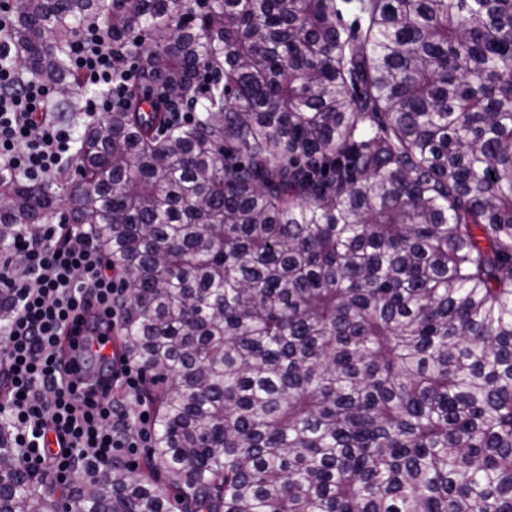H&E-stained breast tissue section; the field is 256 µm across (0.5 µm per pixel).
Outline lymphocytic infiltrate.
<instances>
[{
	"mask_svg": "<svg viewBox=\"0 0 512 512\" xmlns=\"http://www.w3.org/2000/svg\"><path fill=\"white\" fill-rule=\"evenodd\" d=\"M105 21H93L68 44L69 66L79 84L105 87L85 98L80 109L91 120L108 117L126 96L135 76L127 63L124 83L112 81L111 46L102 44ZM51 86L21 80L12 56L0 49V170L32 183L51 179L74 161V129L49 109ZM0 288L13 307L0 324V426L31 475L50 472L66 485L82 477H102L116 458L150 447V419L132 411L146 374L126 358L106 362L98 376L109 392L77 394L64 357L88 365L93 345L120 319L125 285L112 271L104 249L74 224H43L37 233H18L0 243ZM82 316V343L60 349L57 340L73 316ZM123 390L115 399L112 387Z\"/></svg>",
	"mask_w": 512,
	"mask_h": 512,
	"instance_id": "1",
	"label": "lymphocytic infiltrate"
}]
</instances>
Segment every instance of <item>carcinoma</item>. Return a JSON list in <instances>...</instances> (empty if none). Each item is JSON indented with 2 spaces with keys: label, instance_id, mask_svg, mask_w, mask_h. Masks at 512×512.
<instances>
[{
  "label": "carcinoma",
  "instance_id": "1",
  "mask_svg": "<svg viewBox=\"0 0 512 512\" xmlns=\"http://www.w3.org/2000/svg\"><path fill=\"white\" fill-rule=\"evenodd\" d=\"M197 2L17 8L27 80L75 93L103 12L138 64L76 185L0 172V241L87 226L167 380L72 512H512V0ZM53 507L0 429V512Z\"/></svg>",
  "mask_w": 512,
  "mask_h": 512
}]
</instances>
